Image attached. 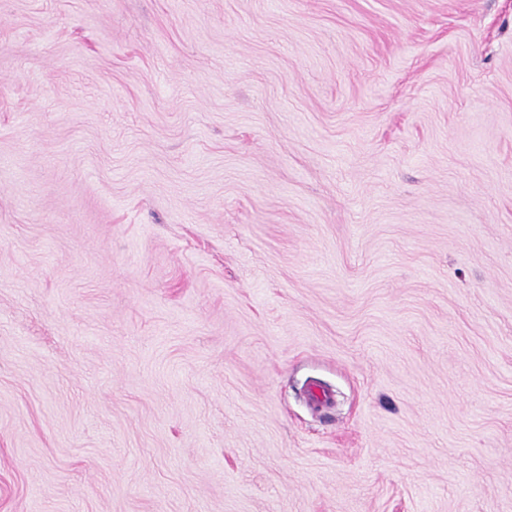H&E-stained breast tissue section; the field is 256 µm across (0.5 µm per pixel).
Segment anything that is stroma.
Returning a JSON list of instances; mask_svg holds the SVG:
<instances>
[{
	"label": "stroma",
	"mask_w": 512,
	"mask_h": 512,
	"mask_svg": "<svg viewBox=\"0 0 512 512\" xmlns=\"http://www.w3.org/2000/svg\"><path fill=\"white\" fill-rule=\"evenodd\" d=\"M0 512H512V0H0Z\"/></svg>",
	"instance_id": "obj_1"
}]
</instances>
